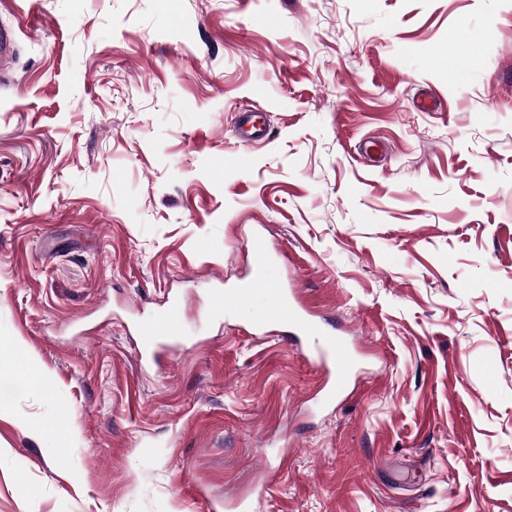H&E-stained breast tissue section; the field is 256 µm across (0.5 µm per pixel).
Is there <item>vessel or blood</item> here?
I'll use <instances>...</instances> for the list:
<instances>
[{"label":"vessel or blood","mask_w":512,"mask_h":512,"mask_svg":"<svg viewBox=\"0 0 512 512\" xmlns=\"http://www.w3.org/2000/svg\"><path fill=\"white\" fill-rule=\"evenodd\" d=\"M16 48V31L0 28L1 84L12 80ZM235 131L239 140L245 144L260 142L267 138L265 123L250 110L238 113ZM249 248L253 261L252 275L240 286L225 290V307L240 309L248 305L254 296H263L267 308V320L287 326L298 335L311 338L312 344L308 354L327 376L332 377L331 394L343 392L352 368V356L345 338L324 334L314 314L299 301L297 289L288 290L267 282L265 269L271 260V250L262 235H254ZM185 320V313L173 308L155 320L142 323L138 328L140 356L152 355L155 348L159 347L161 339H175L181 336Z\"/></svg>","instance_id":"obj_1"}]
</instances>
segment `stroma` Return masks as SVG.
I'll list each match as a JSON object with an SVG mask.
<instances>
[{
    "label": "stroma",
    "mask_w": 512,
    "mask_h": 512,
    "mask_svg": "<svg viewBox=\"0 0 512 512\" xmlns=\"http://www.w3.org/2000/svg\"><path fill=\"white\" fill-rule=\"evenodd\" d=\"M0 22V341L48 378L0 371V512H512V0ZM244 108L266 141L236 138ZM257 232L360 349L333 402L262 298L215 308ZM174 301L185 337L140 363ZM17 33L9 28H0V83L12 82V66L16 57Z\"/></svg>",
    "instance_id": "obj_1"
}]
</instances>
